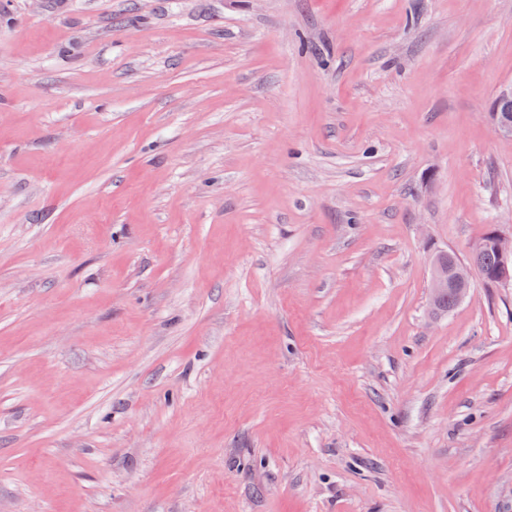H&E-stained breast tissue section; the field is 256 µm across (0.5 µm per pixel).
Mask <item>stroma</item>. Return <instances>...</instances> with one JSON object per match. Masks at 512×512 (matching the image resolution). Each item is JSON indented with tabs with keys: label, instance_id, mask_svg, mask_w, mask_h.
<instances>
[{
	"label": "stroma",
	"instance_id": "35a3bbf8",
	"mask_svg": "<svg viewBox=\"0 0 512 512\" xmlns=\"http://www.w3.org/2000/svg\"><path fill=\"white\" fill-rule=\"evenodd\" d=\"M0 512H512V0H0ZM512 98V85L504 86L499 92V98L496 102L499 112H491L490 118L495 132L504 138H512V116L500 114V112H508L512 114V100H499ZM489 232H487L484 237H487ZM488 237L490 244L499 257V265L495 275V281L500 284L512 285V235L505 236L498 229H494L490 232ZM485 245L486 243L480 240L473 246L469 254L471 255V261L469 264L455 265L450 263L454 269L450 271L451 277H448V272L446 270H442L438 256L432 260L430 290L432 302L434 304L440 296L448 292V289L455 282H459L463 285V288H454L456 291V298L451 293L445 295L440 300L439 305L436 306L437 309L449 311L457 304V302L463 301L469 295L473 274H479L480 259L484 252V248L485 254L483 255L482 262L485 266L487 276L485 281L488 283H495L492 279V272L496 266V256L492 247L490 245L485 247Z\"/></svg>",
	"mask_w": 512,
	"mask_h": 512
}]
</instances>
